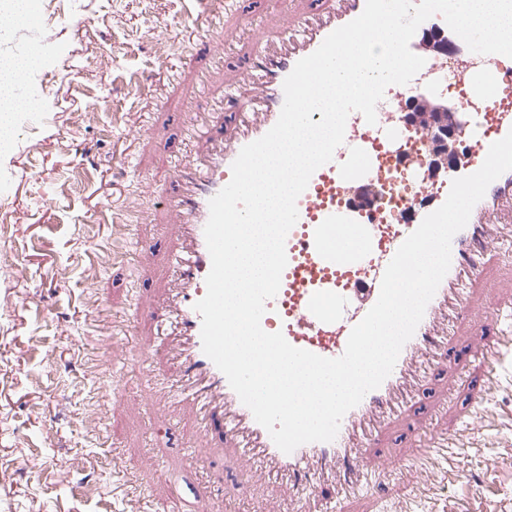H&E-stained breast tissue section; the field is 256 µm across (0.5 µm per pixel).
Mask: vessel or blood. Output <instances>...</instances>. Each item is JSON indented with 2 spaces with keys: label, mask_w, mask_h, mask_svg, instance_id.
<instances>
[{
  "label": "vessel or blood",
  "mask_w": 512,
  "mask_h": 512,
  "mask_svg": "<svg viewBox=\"0 0 512 512\" xmlns=\"http://www.w3.org/2000/svg\"><path fill=\"white\" fill-rule=\"evenodd\" d=\"M364 7L365 0H336L335 10L292 14L287 23L267 32L249 68L257 94L245 97L238 84L228 88L222 110L209 113L204 124L216 144L214 151L203 158L185 155L172 168L169 186L159 193L178 214L188 245L173 256L179 270L173 286L174 312L155 309L146 317L161 326L173 321L180 372L171 378L156 367L149 345L133 347L129 357L143 377L168 384L177 399L195 402L203 433L219 434L232 443L239 456L250 461V479L287 475V502L262 503L259 512H316L332 475L347 495L373 486L381 475L429 477L443 459L449 475L465 474L454 442L433 423L423 431L424 447L405 461H382L370 467L363 451L373 447L387 417L407 413L423 393L432 368L448 355V338L456 323L473 310L471 290L486 270L487 257L512 246V171L490 184L466 227L454 236L450 269L392 373L345 414L334 441L307 443L289 454L280 451L202 349V317L194 305L206 294L211 269L204 236L209 201L229 183L231 165L242 147L277 122L284 102L283 82L296 62L358 17ZM425 60L410 84L386 89L377 106L376 124H368L361 113L349 115L343 144L331 162L313 173L297 200L299 218L286 237L287 265L280 289L267 301L261 319L264 331L282 332L294 347L326 358L341 356L352 328L377 301L384 271L399 246L444 203L452 180L476 172L490 144L512 130V58L480 56L488 77L482 87L468 78L466 65L430 54ZM446 91L461 111L473 115L475 127L464 130L466 145L457 163L439 178L429 169L424 131L406 128L399 112L410 97ZM340 224L352 239L345 253L336 249ZM344 300L355 303L354 315H338L337 306ZM472 353L493 365L512 353V336H493L476 344Z\"/></svg>",
  "instance_id": "b4317fda"
}]
</instances>
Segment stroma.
<instances>
[{"label":"stroma","instance_id":"35a3bbf8","mask_svg":"<svg viewBox=\"0 0 512 512\" xmlns=\"http://www.w3.org/2000/svg\"><path fill=\"white\" fill-rule=\"evenodd\" d=\"M314 7L332 10L336 0H241L225 11L216 0H36L31 21L0 37V61L26 44L56 49L36 72L41 106L31 127L15 126L0 153L13 183L0 195V512H224L228 486L240 512L287 499V479L242 480L239 455L199 431L193 406L141 376L128 351L156 345L151 322L137 321L99 367L85 331L98 310L120 315L136 301L165 300L176 275L170 254L181 241L161 200L134 231L150 247L129 267L112 262V242L127 231L108 213L136 205L139 183L160 182L180 156L207 153L208 141L188 135L186 107L202 97L219 107L264 31ZM218 10L226 29L252 26L251 38L226 50L201 23ZM219 55L223 64L213 65ZM472 293L477 310L491 296L512 307V259L491 260ZM494 332L477 311L461 319L415 407L367 451L370 464L401 461L416 429L435 419L466 442L467 478L441 470L390 480L338 498V512H512V356L489 394L472 356ZM480 397L489 422L475 435ZM189 444L198 450L190 470Z\"/></svg>","mask_w":512,"mask_h":512}]
</instances>
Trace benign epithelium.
<instances>
[{"instance_id": "7a95c632", "label": "benign epithelium", "mask_w": 512, "mask_h": 512, "mask_svg": "<svg viewBox=\"0 0 512 512\" xmlns=\"http://www.w3.org/2000/svg\"><path fill=\"white\" fill-rule=\"evenodd\" d=\"M422 49L428 52L451 53L455 46L437 29H427L422 37ZM404 122L424 129L434 154L433 171L442 165L454 164L455 144L459 132L467 125L466 116L451 105L413 100L406 106Z\"/></svg>"}]
</instances>
